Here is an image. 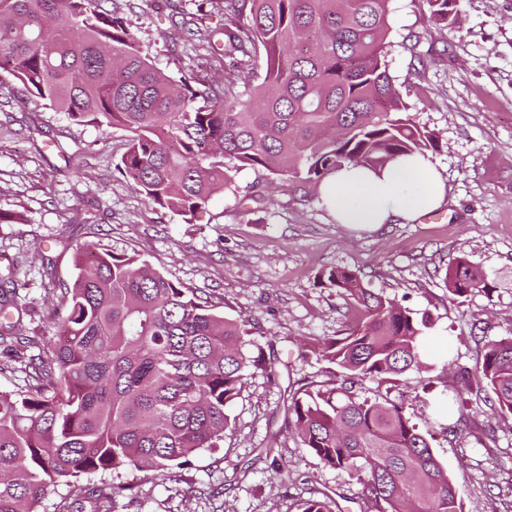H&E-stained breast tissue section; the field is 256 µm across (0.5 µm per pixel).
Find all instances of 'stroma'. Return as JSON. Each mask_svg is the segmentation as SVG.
<instances>
[{
    "label": "stroma",
    "mask_w": 512,
    "mask_h": 512,
    "mask_svg": "<svg viewBox=\"0 0 512 512\" xmlns=\"http://www.w3.org/2000/svg\"><path fill=\"white\" fill-rule=\"evenodd\" d=\"M155 66L190 79L205 63L184 40L182 18L203 33L224 21L213 0H114ZM391 76L419 125L439 137L429 158L445 184L440 221L384 224L357 231L338 224L317 192L268 188L244 168L192 222L155 210L116 164L127 133L74 123L45 102L19 95L0 69V282L17 286L25 343L0 347V389L26 383L30 358L48 357L60 332L57 297L76 277V252L98 243L137 252L169 279L208 295L218 311L250 319L251 355L278 374L254 372L229 408L220 448L197 453L166 477L113 474L135 487L116 512H296L299 500L327 495L340 512H366L361 487L324 467L285 430V390L328 384L335 366L317 360L316 340L352 320L321 287L329 267L357 270L428 327L423 372L394 383L355 385L361 397L404 405L432 423V450L457 484L464 512H512V417L492 403L460 410L452 394L474 369L485 340L512 336V0H458L455 24L429 19L424 0H393L388 17ZM465 257L486 273L489 291L459 301L446 272ZM464 420L468 435L452 433Z\"/></svg>",
    "instance_id": "35a3bbf8"
}]
</instances>
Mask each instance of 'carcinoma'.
Listing matches in <instances>:
<instances>
[{"mask_svg": "<svg viewBox=\"0 0 512 512\" xmlns=\"http://www.w3.org/2000/svg\"><path fill=\"white\" fill-rule=\"evenodd\" d=\"M103 2L0 0V69L79 124L127 131L117 169L154 208L188 222L234 169L304 189L346 164L375 170L438 148L388 72L391 0H221L224 25L201 44L221 76L192 84L161 72ZM425 3L434 23H454L457 0ZM76 269L51 361L28 362L26 388L0 390V512H39L50 488L91 474L165 476L219 447L253 371L275 378L249 354V320L217 312L138 254L93 247ZM447 278L458 299L491 289L463 257ZM319 284L355 318L315 349L336 382L289 395L288 432L359 484L368 512H463L432 434L404 405L353 392L423 371L427 321L352 269L330 267ZM1 338L25 339L6 300ZM475 372L476 384L455 391L458 404L488 388L501 417H512V337L486 341ZM133 489L109 480L82 491L93 512H112ZM297 512H334V501L308 498Z\"/></svg>", "mask_w": 512, "mask_h": 512, "instance_id": "1", "label": "carcinoma"}]
</instances>
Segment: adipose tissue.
Listing matches in <instances>:
<instances>
[{"instance_id":"obj_1","label":"adipose tissue","mask_w":512,"mask_h":512,"mask_svg":"<svg viewBox=\"0 0 512 512\" xmlns=\"http://www.w3.org/2000/svg\"><path fill=\"white\" fill-rule=\"evenodd\" d=\"M318 194L338 223L367 231L438 208L445 188L429 158L414 153L377 170L345 165L321 182Z\"/></svg>"}]
</instances>
